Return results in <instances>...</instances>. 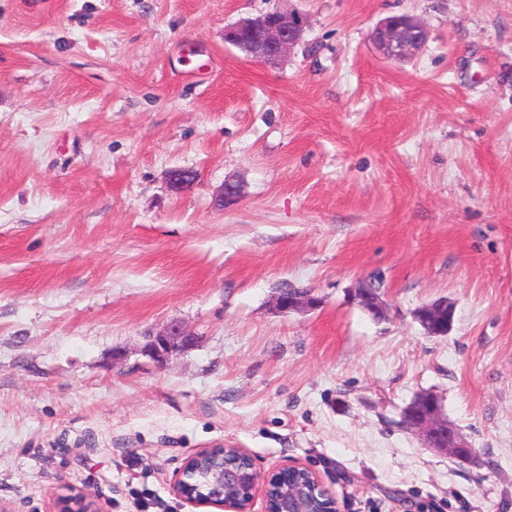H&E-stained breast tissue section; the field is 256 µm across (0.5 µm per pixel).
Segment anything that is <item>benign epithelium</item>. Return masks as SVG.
Masks as SVG:
<instances>
[{
	"label": "benign epithelium",
	"instance_id": "1",
	"mask_svg": "<svg viewBox=\"0 0 512 512\" xmlns=\"http://www.w3.org/2000/svg\"><path fill=\"white\" fill-rule=\"evenodd\" d=\"M305 18L296 11L273 10L246 19L224 29V42L241 50L246 57L277 65L303 40ZM425 23L411 15L382 20L372 31V41L388 58L408 60L425 46ZM353 299L375 320L387 316L382 296L361 280L353 290ZM275 304L282 313L310 309L318 298L310 291H281ZM455 316L452 303L424 304L414 317L431 336H446ZM194 336L185 326L173 322L149 337L143 351L158 364L190 349ZM403 426L416 434L423 445L450 453L463 462L477 459L455 424L443 411L440 397L425 391L417 394L403 409ZM174 494L191 504L212 507L218 512H252L257 495H263L264 512H340L331 489L313 469L290 465L262 473L253 458L241 448H204L189 456L173 482ZM57 512H97L95 502L83 491L66 486L57 496Z\"/></svg>",
	"mask_w": 512,
	"mask_h": 512
}]
</instances>
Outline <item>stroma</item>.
<instances>
[{"label": "stroma", "mask_w": 512, "mask_h": 512, "mask_svg": "<svg viewBox=\"0 0 512 512\" xmlns=\"http://www.w3.org/2000/svg\"><path fill=\"white\" fill-rule=\"evenodd\" d=\"M275 9L307 19L279 65L225 43ZM395 14L406 61L371 40ZM423 391L478 464L403 427ZM220 445L341 512H512V0H0V512H208L171 486ZM427 39L425 23L411 15L385 18L372 31L375 46L393 60L413 58L423 49ZM353 299L375 320H383L387 316V307L376 289L365 280L357 283L353 290ZM277 309L282 313L298 312L310 309L318 304V298L314 297L310 291L278 292L275 298ZM455 316V307L452 303L444 301L419 306L414 311V317L431 336H445L451 329ZM194 336L185 326L173 322L155 335L149 336L143 351L158 364L165 363L173 355L190 349ZM57 496V512H97L95 502L83 491L73 486L62 488Z\"/></svg>", "instance_id": "stroma-1"}]
</instances>
